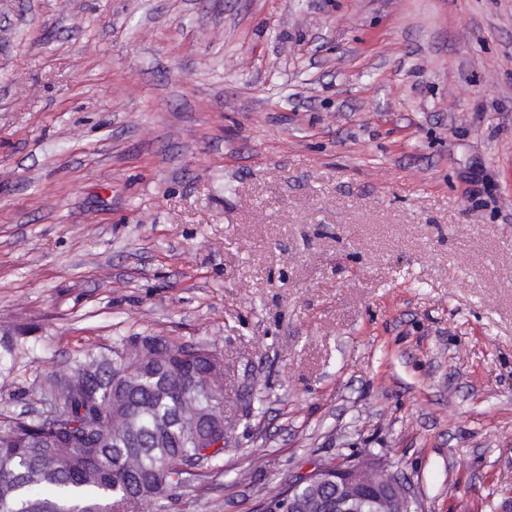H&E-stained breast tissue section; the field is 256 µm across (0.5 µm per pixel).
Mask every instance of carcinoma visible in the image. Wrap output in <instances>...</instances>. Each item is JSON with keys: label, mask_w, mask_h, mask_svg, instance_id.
I'll return each instance as SVG.
<instances>
[{"label": "carcinoma", "mask_w": 512, "mask_h": 512, "mask_svg": "<svg viewBox=\"0 0 512 512\" xmlns=\"http://www.w3.org/2000/svg\"><path fill=\"white\" fill-rule=\"evenodd\" d=\"M28 332L0 337V370ZM218 354L201 342L125 336L35 381L0 420V512H129L224 457Z\"/></svg>", "instance_id": "obj_1"}]
</instances>
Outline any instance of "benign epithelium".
<instances>
[{"label": "benign epithelium", "mask_w": 512, "mask_h": 512, "mask_svg": "<svg viewBox=\"0 0 512 512\" xmlns=\"http://www.w3.org/2000/svg\"><path fill=\"white\" fill-rule=\"evenodd\" d=\"M288 512H424L414 491L380 466L345 459L291 481Z\"/></svg>", "instance_id": "7a95c632"}]
</instances>
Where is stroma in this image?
<instances>
[{
  "instance_id": "stroma-1",
  "label": "stroma",
  "mask_w": 512,
  "mask_h": 512,
  "mask_svg": "<svg viewBox=\"0 0 512 512\" xmlns=\"http://www.w3.org/2000/svg\"><path fill=\"white\" fill-rule=\"evenodd\" d=\"M224 362V457L133 512H258L345 456L512 512V0H0V332Z\"/></svg>"
}]
</instances>
